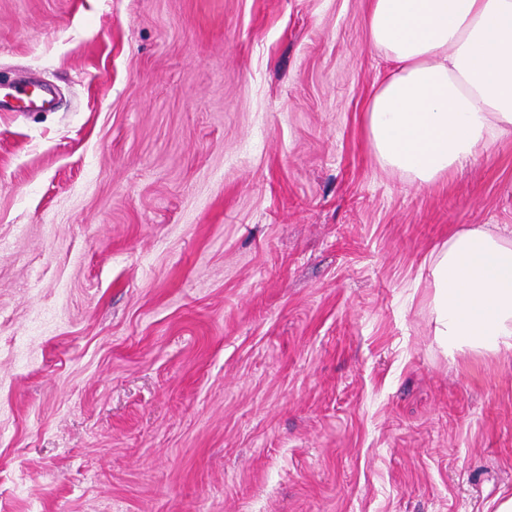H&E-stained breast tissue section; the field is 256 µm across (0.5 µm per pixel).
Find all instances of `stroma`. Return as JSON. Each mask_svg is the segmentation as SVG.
Segmentation results:
<instances>
[{"label": "stroma", "mask_w": 512, "mask_h": 512, "mask_svg": "<svg viewBox=\"0 0 512 512\" xmlns=\"http://www.w3.org/2000/svg\"><path fill=\"white\" fill-rule=\"evenodd\" d=\"M370 0H0V512H493L512 353L430 262L512 225V133L373 149Z\"/></svg>", "instance_id": "35a3bbf8"}]
</instances>
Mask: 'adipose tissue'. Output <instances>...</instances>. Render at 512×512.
<instances>
[{
  "instance_id": "ef3b65f1",
  "label": "adipose tissue",
  "mask_w": 512,
  "mask_h": 512,
  "mask_svg": "<svg viewBox=\"0 0 512 512\" xmlns=\"http://www.w3.org/2000/svg\"><path fill=\"white\" fill-rule=\"evenodd\" d=\"M370 45L390 68L367 108L378 155L422 183L512 133V0H371ZM446 352L512 350V238L454 233L432 267Z\"/></svg>"
}]
</instances>
